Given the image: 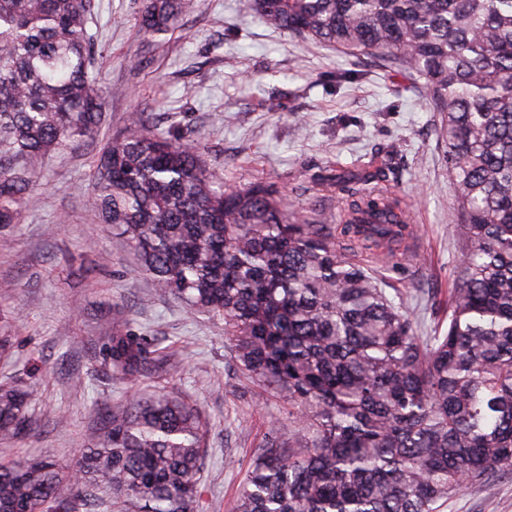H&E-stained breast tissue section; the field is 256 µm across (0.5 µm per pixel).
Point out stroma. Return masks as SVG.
Here are the masks:
<instances>
[{
    "instance_id": "obj_1",
    "label": "stroma",
    "mask_w": 512,
    "mask_h": 512,
    "mask_svg": "<svg viewBox=\"0 0 512 512\" xmlns=\"http://www.w3.org/2000/svg\"><path fill=\"white\" fill-rule=\"evenodd\" d=\"M96 2L88 31L101 52L106 134L134 112L162 130L180 127L225 183L273 185L280 208L310 224L339 222L348 188L393 161L397 177L388 188L411 200L417 257L387 265L381 276L415 297L426 326H447L464 244L439 115L425 103L422 79L274 30L251 0H194L178 29L159 38L140 33L139 0ZM99 150L52 154L38 201L20 223L0 224V283L14 286L0 294V336L10 339L0 380L33 393L30 432L0 442V458L22 450L75 460L95 444L105 408L153 390L152 378L116 380L97 356L119 306L134 331L172 347L179 370L168 387L197 404L208 425L204 510L231 512L254 450L271 425L287 439L288 416L241 373L222 319L156 297L150 279L134 272L129 248L87 203ZM443 512H512V477L464 490Z\"/></svg>"
}]
</instances>
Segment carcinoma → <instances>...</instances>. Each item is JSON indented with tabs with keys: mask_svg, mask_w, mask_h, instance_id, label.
Segmentation results:
<instances>
[{
	"mask_svg": "<svg viewBox=\"0 0 512 512\" xmlns=\"http://www.w3.org/2000/svg\"><path fill=\"white\" fill-rule=\"evenodd\" d=\"M187 0H142L138 28L174 32ZM273 28L380 57L424 79L440 114L466 243L448 326L422 327L410 299L296 224L265 185L229 187L198 145L144 113L105 142L89 199L161 297L224 319L239 368L288 404L231 512H442L512 475V0H253ZM92 0H0V223L15 224L45 159L97 140L106 121ZM408 197L348 190L341 235L376 259L413 235ZM100 356L121 382L177 362L112 312ZM30 395L0 382V440L27 432ZM208 426L164 387L109 410L98 442L67 464L0 460V512H202Z\"/></svg>",
	"mask_w": 512,
	"mask_h": 512,
	"instance_id": "obj_1",
	"label": "carcinoma"
}]
</instances>
